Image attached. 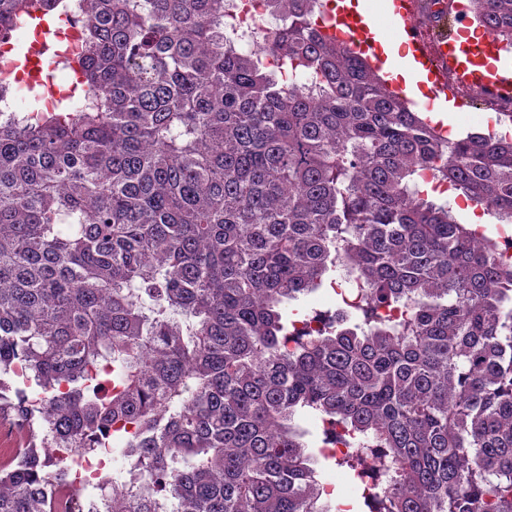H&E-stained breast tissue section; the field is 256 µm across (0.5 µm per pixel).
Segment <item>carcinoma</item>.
I'll return each mask as SVG.
<instances>
[{
	"label": "carcinoma",
	"mask_w": 512,
	"mask_h": 512,
	"mask_svg": "<svg viewBox=\"0 0 512 512\" xmlns=\"http://www.w3.org/2000/svg\"><path fill=\"white\" fill-rule=\"evenodd\" d=\"M470 3L512 47V0ZM68 8L80 105L0 112V512H81L68 457L111 443L105 512H342L302 411L373 512H512V271L420 188L512 224V137L442 135L315 0H268L254 50L224 0L37 5ZM294 307L306 313H333L340 307V300L331 289H320L297 302Z\"/></svg>",
	"instance_id": "cac0c4a2"
}]
</instances>
